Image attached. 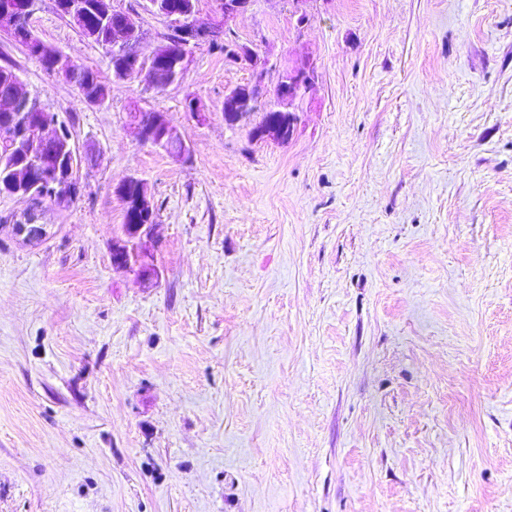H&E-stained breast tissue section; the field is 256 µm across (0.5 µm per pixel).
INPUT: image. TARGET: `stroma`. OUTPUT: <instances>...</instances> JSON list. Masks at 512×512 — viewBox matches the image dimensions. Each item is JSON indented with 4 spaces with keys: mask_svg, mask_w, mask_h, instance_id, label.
Listing matches in <instances>:
<instances>
[{
    "mask_svg": "<svg viewBox=\"0 0 512 512\" xmlns=\"http://www.w3.org/2000/svg\"><path fill=\"white\" fill-rule=\"evenodd\" d=\"M144 3L112 0L146 60ZM31 26L110 94L0 35L81 158L69 207L0 194V512H512V0H254L230 28L267 86L314 69L285 142L251 134L273 96L225 122L254 73L208 47L157 90L53 0ZM130 176L149 288L111 262ZM140 117L131 120V127L133 128L138 140L143 144H153L155 146H163L169 143H176L180 145V149L173 154H170L177 160H184L186 150H189L188 145L180 137L177 128L173 125L168 115L160 112V117L155 121L154 129L146 128L141 122L147 126H151L157 111L140 112L135 111Z\"/></svg>",
    "mask_w": 512,
    "mask_h": 512,
    "instance_id": "35a3bbf8",
    "label": "stroma"
}]
</instances>
